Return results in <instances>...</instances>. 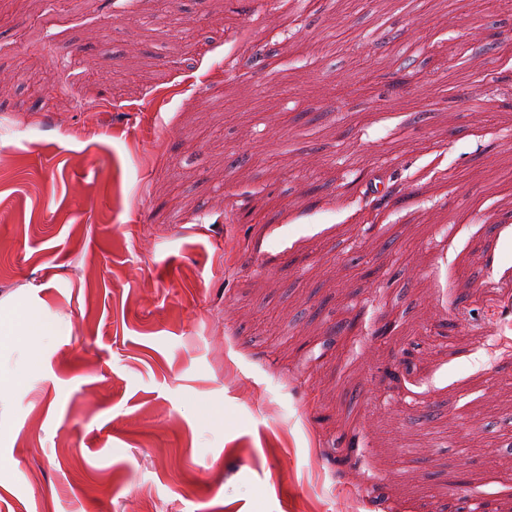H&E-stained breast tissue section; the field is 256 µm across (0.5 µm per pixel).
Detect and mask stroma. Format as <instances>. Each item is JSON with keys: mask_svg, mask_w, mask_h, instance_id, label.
I'll list each match as a JSON object with an SVG mask.
<instances>
[{"mask_svg": "<svg viewBox=\"0 0 512 512\" xmlns=\"http://www.w3.org/2000/svg\"><path fill=\"white\" fill-rule=\"evenodd\" d=\"M375 6L0 0V512L512 499V11ZM31 322V314L24 309L14 308L8 312L1 310L0 340H12L18 336H24V333Z\"/></svg>", "mask_w": 512, "mask_h": 512, "instance_id": "obj_1", "label": "stroma"}]
</instances>
